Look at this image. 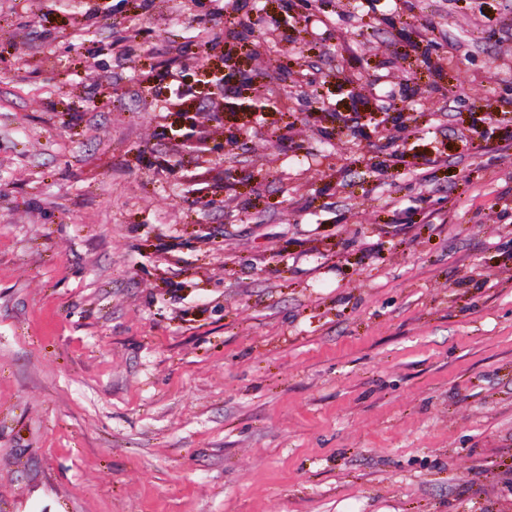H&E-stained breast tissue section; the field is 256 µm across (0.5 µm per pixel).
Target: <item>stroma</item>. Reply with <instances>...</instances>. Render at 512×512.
I'll use <instances>...</instances> for the list:
<instances>
[{
  "instance_id": "obj_1",
  "label": "stroma",
  "mask_w": 512,
  "mask_h": 512,
  "mask_svg": "<svg viewBox=\"0 0 512 512\" xmlns=\"http://www.w3.org/2000/svg\"><path fill=\"white\" fill-rule=\"evenodd\" d=\"M0 512H512V0H0Z\"/></svg>"
}]
</instances>
